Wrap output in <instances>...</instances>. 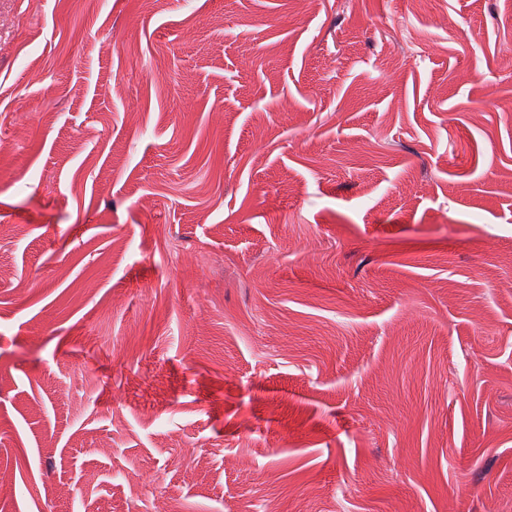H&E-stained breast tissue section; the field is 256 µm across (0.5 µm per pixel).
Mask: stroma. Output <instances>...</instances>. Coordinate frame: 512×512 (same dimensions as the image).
I'll return each mask as SVG.
<instances>
[{
  "label": "stroma",
  "mask_w": 512,
  "mask_h": 512,
  "mask_svg": "<svg viewBox=\"0 0 512 512\" xmlns=\"http://www.w3.org/2000/svg\"><path fill=\"white\" fill-rule=\"evenodd\" d=\"M298 2L0 0V512H512V0Z\"/></svg>",
  "instance_id": "stroma-1"
}]
</instances>
